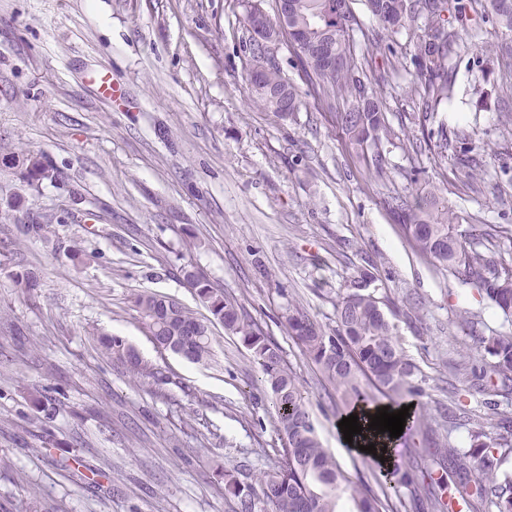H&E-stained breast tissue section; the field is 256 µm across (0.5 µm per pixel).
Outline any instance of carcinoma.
Segmentation results:
<instances>
[{
  "instance_id": "carcinoma-1",
  "label": "carcinoma",
  "mask_w": 512,
  "mask_h": 512,
  "mask_svg": "<svg viewBox=\"0 0 512 512\" xmlns=\"http://www.w3.org/2000/svg\"><path fill=\"white\" fill-rule=\"evenodd\" d=\"M293 3V25L317 40L336 42L333 68L322 66L311 47L297 52L305 70L307 94L323 107L331 106L338 97L346 100L347 110L337 113L338 125L367 172L384 179V142L389 140L391 128L380 110L376 92L365 82L369 60L367 54L356 51L353 32L358 22L351 0ZM367 6L389 33L397 32L408 21L424 22L423 33L413 44L411 62L425 123L432 121L440 107L448 103V62L472 23L479 19L512 34V0H367ZM268 81L273 84V91L253 92L259 106L275 112L283 94L293 106H299L297 88L284 85L280 71L272 72ZM434 134L437 140L429 147L434 166L448 163L451 156L471 179L481 177V163L470 156L472 148L465 146L468 136L452 142L439 129L429 132L427 139ZM22 165L31 182L55 178V171L37 153L26 155ZM384 206L397 218L419 256L473 285L502 313L505 321L512 322V259L495 260L476 247H466L458 216L431 191L416 196H390L384 200ZM184 276L190 277L198 301L251 352L252 361L271 392L275 427L283 439L281 459L273 469L257 474L251 465L243 463L224 470V498L233 502V512H337L340 495L347 490L351 491L356 512H387L388 491L396 492L402 485L412 487L411 498L401 504L407 512H447L448 504L443 497L416 479V472L434 466L448 476L474 512H480L479 505L486 501L495 506L496 512H512V471L501 470L503 456L498 454V449L512 447L511 415L498 414L495 436L487 442L482 440L485 433L475 434L471 448L465 452L438 439L428 417L421 413L413 415L404 432L420 436L424 447L408 448L405 461H393L387 472L388 481L377 493L363 480L354 482L346 476L321 446L296 373L285 361L280 347L241 304L224 294V289L202 274L191 277L186 272ZM374 282L366 268L350 281L347 292L336 301L334 329L323 328L291 302L282 318L289 336L319 366L343 403L365 401L364 387L368 386L397 407L404 397L423 396L422 375L400 346L395 326L384 312V308L390 307V300L371 287ZM133 305L155 345L164 347L171 343L195 363L211 359L209 326L185 307L155 293L136 295ZM99 343L106 354L126 366L133 379L156 377L153 365L126 339L102 337ZM478 343L488 360L471 366L469 388L479 392H511L512 335L480 336Z\"/></svg>"
}]
</instances>
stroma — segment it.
<instances>
[{"label": "stroma", "mask_w": 512, "mask_h": 512, "mask_svg": "<svg viewBox=\"0 0 512 512\" xmlns=\"http://www.w3.org/2000/svg\"><path fill=\"white\" fill-rule=\"evenodd\" d=\"M359 26L379 37L376 90L394 132L385 180H371L329 109L305 95L304 70L285 43L271 58L301 89L280 117L252 100L243 0H0V497L28 512L31 497L60 512H230L224 471L276 466L283 442L262 374L238 337L214 324L212 358L158 351L132 303L152 292L199 319L209 311L182 271L195 268L243 304L297 371L316 434L349 476L379 487L370 459L336 450L346 412L280 319L295 302L336 325L345 283L373 260L394 301L397 339L419 366L431 419L458 403L469 424L448 433L469 449L494 435L491 397L460 383L462 357L479 363L464 314L483 333H512L498 309L420 259L383 206L410 185L435 190L461 230L494 225L490 255L512 252V110L497 92L512 66L484 73L496 27L470 31L451 61V97L438 115L472 132L488 166L478 181L455 163L402 143L419 135L412 44L422 21L391 37L352 0ZM122 94L103 97L96 75ZM41 152L56 180L28 184L17 160ZM51 232L28 239L25 212ZM35 273L36 288L17 284ZM125 337L158 375L133 383L96 338ZM49 429L56 444L43 447Z\"/></svg>", "instance_id": "35a3bbf8"}]
</instances>
